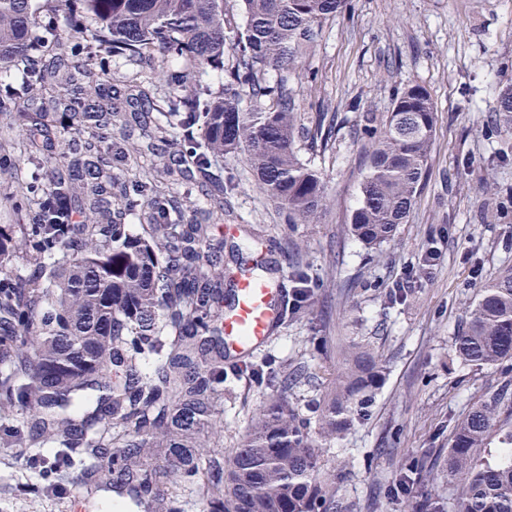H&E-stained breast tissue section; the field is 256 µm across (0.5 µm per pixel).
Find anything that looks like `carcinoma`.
Masks as SVG:
<instances>
[{
    "label": "carcinoma",
    "mask_w": 512,
    "mask_h": 512,
    "mask_svg": "<svg viewBox=\"0 0 512 512\" xmlns=\"http://www.w3.org/2000/svg\"><path fill=\"white\" fill-rule=\"evenodd\" d=\"M97 25L98 46L132 60L159 51L225 72L222 90L202 86L151 110L149 95L121 96L89 67L94 46L63 51L17 87L0 88V104L34 83L65 85L50 112H17L0 126V160L30 164L7 200L22 224H0V470L22 482L15 462L50 448L55 494L78 492L109 501L117 512H183L182 497L200 512H348L324 478L310 419L281 393L252 417L229 459L201 458L218 433L216 404L224 393V239L217 224L158 185L152 169L132 164L125 140L180 161L187 185L218 190L213 158L242 156L262 193L293 224H310L326 206L323 182L296 147L297 94L287 85L309 55L323 23L347 0H239L245 26L237 56L224 70L231 22L224 0H63ZM31 0H0V62L29 55ZM283 74L268 85L263 75ZM277 97L275 107L246 112L242 95ZM494 121L512 129V85L500 90ZM120 126L125 138H114ZM22 128L18 136L16 128ZM436 107L426 88L396 93L367 156L351 233L375 248L408 217L431 157ZM62 136L56 154L52 132ZM127 167L123 178L112 169ZM140 209L142 232L112 215ZM94 214L85 223L79 214ZM461 361L482 369L512 361V267L483 284L454 336ZM348 367L311 413L324 441L366 415L371 391L385 377L373 352L352 346ZM235 372L260 383L251 360ZM512 378L455 423L442 471L446 498L419 465L401 468L398 483L411 512H512ZM506 447L480 457L494 430Z\"/></svg>",
    "instance_id": "1"
}]
</instances>
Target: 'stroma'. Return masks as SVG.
Masks as SVG:
<instances>
[{
  "mask_svg": "<svg viewBox=\"0 0 512 512\" xmlns=\"http://www.w3.org/2000/svg\"><path fill=\"white\" fill-rule=\"evenodd\" d=\"M34 6L41 46L11 62L9 72L40 68L59 50L91 41L94 23L73 28L61 0ZM183 67L109 54L92 62L118 90L145 88L157 108L182 88L158 80L155 69ZM305 68L298 154L321 173L328 206L314 223H289L245 160L215 162L213 172L233 182L224 194V265L233 271L265 252L285 292L306 278L302 309L285 316L259 354L278 382L293 367H307L287 389L300 410L315 406L341 374L345 344H367L382 359L386 378L368 417L325 444L321 465L351 512H409L394 490L401 466L425 459L424 475L447 490L432 460L447 450L455 421L503 378V367L461 364L452 343L480 286L512 265V132L482 120L496 108L499 88L512 85V0H348L324 24ZM409 83L424 86L437 108L428 172L407 221L370 249L351 234L350 215L374 133L397 89ZM321 111L336 118L327 145L308 135ZM409 273L411 286L395 297ZM271 394L228 374L217 402L224 454Z\"/></svg>",
  "mask_w": 512,
  "mask_h": 512,
  "instance_id": "35a3bbf8",
  "label": "stroma"
}]
</instances>
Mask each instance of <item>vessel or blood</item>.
I'll list each match as a JSON object with an SVG mask.
<instances>
[{
    "label": "vessel or blood",
    "instance_id": "b4317fda",
    "mask_svg": "<svg viewBox=\"0 0 512 512\" xmlns=\"http://www.w3.org/2000/svg\"><path fill=\"white\" fill-rule=\"evenodd\" d=\"M236 296L235 309L224 317V344L248 357L271 341L274 326L282 320L286 296L283 289L249 276L240 281Z\"/></svg>",
    "mask_w": 512,
    "mask_h": 512
}]
</instances>
